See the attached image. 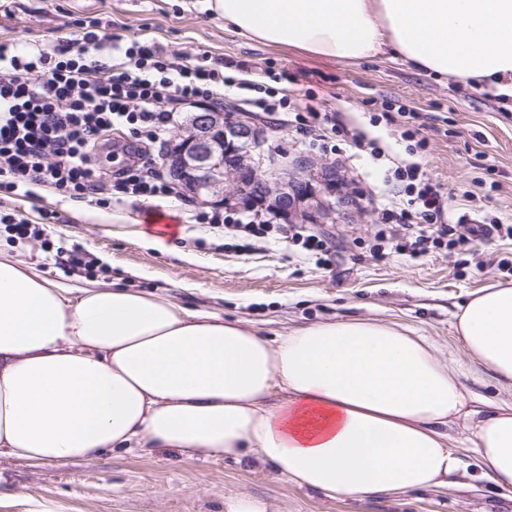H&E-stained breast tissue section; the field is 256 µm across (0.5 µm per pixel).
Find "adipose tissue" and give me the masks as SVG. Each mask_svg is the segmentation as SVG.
Instances as JSON below:
<instances>
[{"mask_svg":"<svg viewBox=\"0 0 512 512\" xmlns=\"http://www.w3.org/2000/svg\"><path fill=\"white\" fill-rule=\"evenodd\" d=\"M259 41L335 60L382 52L512 97V0H215ZM468 359L512 392V286L456 315ZM471 422L468 449L446 428ZM273 464L360 499L445 488L472 454L512 490V405L479 412L454 362L412 330L364 318L271 339L115 283L68 285L0 252V455L91 461L108 450Z\"/></svg>","mask_w":512,"mask_h":512,"instance_id":"adipose-tissue-1","label":"adipose tissue"}]
</instances>
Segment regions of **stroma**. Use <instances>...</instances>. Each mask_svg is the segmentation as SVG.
<instances>
[{"instance_id":"stroma-1","label":"stroma","mask_w":512,"mask_h":512,"mask_svg":"<svg viewBox=\"0 0 512 512\" xmlns=\"http://www.w3.org/2000/svg\"><path fill=\"white\" fill-rule=\"evenodd\" d=\"M92 18L113 32L158 42L170 54L192 58L207 51L229 63V75L238 79H254L249 66L256 62L267 70L265 82L287 73L288 88L314 94L339 124L363 132L389 154H404V141L394 127L372 125L370 118L383 103L405 106L426 127L429 146L420 162L453 216L472 220L481 211L512 224V99L472 90L454 77L435 79L399 57L335 61L267 44L226 26L213 0H0V38L50 44L70 37L76 21ZM255 118L267 130L264 155L287 161L303 177L335 169L336 186L324 193L334 220L313 227L333 243L330 258L272 233L244 241L214 224L186 223L198 204L180 194L105 208L61 201L48 187L36 188L31 198L0 194V250L67 284L117 280L267 336L353 317L395 322L428 337L441 357L458 361L473 407L511 403V392L470 364L455 314L470 292L512 283V240L478 242L417 261L372 257L376 216L363 211L362 195L378 191L389 206L406 200L395 184L384 182L381 164L349 142L334 153L305 149L287 113L259 111ZM154 213L171 216L175 231H151ZM8 214L28 219L26 236L2 223ZM61 252L86 254L91 264H57ZM239 494L269 501L277 512H512V491L495 488L470 457L448 488L362 500L284 482L269 464L202 460L175 450L108 451L67 463L0 457V512H227L228 500Z\"/></svg>"}]
</instances>
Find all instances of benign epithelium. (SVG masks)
Returning a JSON list of instances; mask_svg holds the SVG:
<instances>
[{
  "label": "benign epithelium",
  "instance_id": "benign-epithelium-1",
  "mask_svg": "<svg viewBox=\"0 0 512 512\" xmlns=\"http://www.w3.org/2000/svg\"><path fill=\"white\" fill-rule=\"evenodd\" d=\"M266 131L249 115L230 120L205 105L188 116V135L172 142L161 156L162 169L176 187L203 204L227 202L250 194L289 224H324L332 212L312 180L304 183L283 169L257 172L252 152L261 148Z\"/></svg>",
  "mask_w": 512,
  "mask_h": 512
}]
</instances>
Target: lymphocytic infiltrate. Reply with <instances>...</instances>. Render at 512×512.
Listing matches in <instances>:
<instances>
[{
	"label": "lymphocytic infiltrate",
	"instance_id": "1",
	"mask_svg": "<svg viewBox=\"0 0 512 512\" xmlns=\"http://www.w3.org/2000/svg\"><path fill=\"white\" fill-rule=\"evenodd\" d=\"M235 84L221 69L185 62L96 21L81 23L79 38L51 46L34 43L22 50L0 41V193L45 186L60 197L104 206L116 194L146 201L171 197V186L145 161V146L166 143L174 118L171 103L204 102ZM243 89L257 93L262 111L291 114L292 127L310 150L327 151L330 134L373 159L382 155L375 140L350 132L312 103L262 84L247 83ZM416 118L403 107L371 117L375 124L401 126L408 154L392 161L386 176L402 186L405 204L389 208L376 198L367 200L378 220L371 254L417 261L476 241L512 240L511 224L452 220L438 185L416 161L428 148ZM117 133L133 159L112 171L100 165L99 151ZM277 218L256 205L229 204L189 214L188 221L221 224L240 237L274 232L305 250L328 254L326 241L304 225L281 224Z\"/></svg>",
	"mask_w": 512,
	"mask_h": 512
}]
</instances>
